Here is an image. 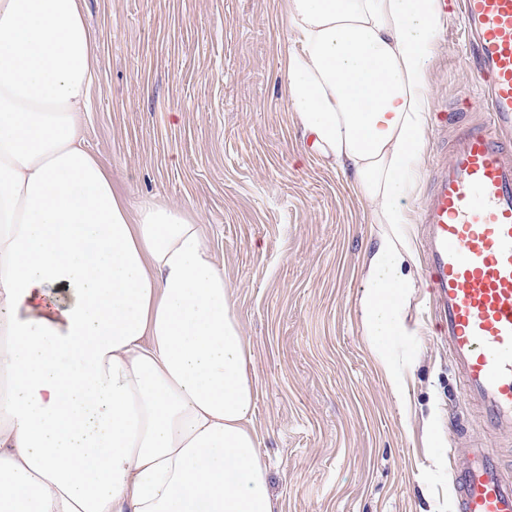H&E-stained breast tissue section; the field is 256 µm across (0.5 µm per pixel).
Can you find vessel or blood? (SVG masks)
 <instances>
[{"instance_id":"1","label":"vessel or blood","mask_w":512,"mask_h":512,"mask_svg":"<svg viewBox=\"0 0 512 512\" xmlns=\"http://www.w3.org/2000/svg\"><path fill=\"white\" fill-rule=\"evenodd\" d=\"M456 2L484 122L445 112L454 131L420 205L434 325L484 432L512 435V0ZM454 512H512V470L468 442L453 470Z\"/></svg>"}]
</instances>
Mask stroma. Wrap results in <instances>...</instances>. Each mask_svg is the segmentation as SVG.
Instances as JSON below:
<instances>
[{
	"label": "stroma",
	"instance_id": "stroma-1",
	"mask_svg": "<svg viewBox=\"0 0 512 512\" xmlns=\"http://www.w3.org/2000/svg\"><path fill=\"white\" fill-rule=\"evenodd\" d=\"M282 0H84L97 70L87 148L132 206L182 207L224 266L252 351V416L275 512H453L452 465L433 458L430 410L466 414L431 328L423 272L404 313L415 360L395 397L362 333V268L379 232L369 205L293 119L296 32ZM470 101L459 19L432 50L431 113ZM443 144L428 123L417 216Z\"/></svg>",
	"mask_w": 512,
	"mask_h": 512
}]
</instances>
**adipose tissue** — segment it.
I'll use <instances>...</instances> for the list:
<instances>
[{
    "mask_svg": "<svg viewBox=\"0 0 512 512\" xmlns=\"http://www.w3.org/2000/svg\"><path fill=\"white\" fill-rule=\"evenodd\" d=\"M83 0H0V512H274L251 350L202 225L85 144ZM293 116L380 231L360 321L394 396L436 0H283ZM67 292L66 303L51 296Z\"/></svg>",
    "mask_w": 512,
    "mask_h": 512,
    "instance_id": "obj_1",
    "label": "adipose tissue"
}]
</instances>
